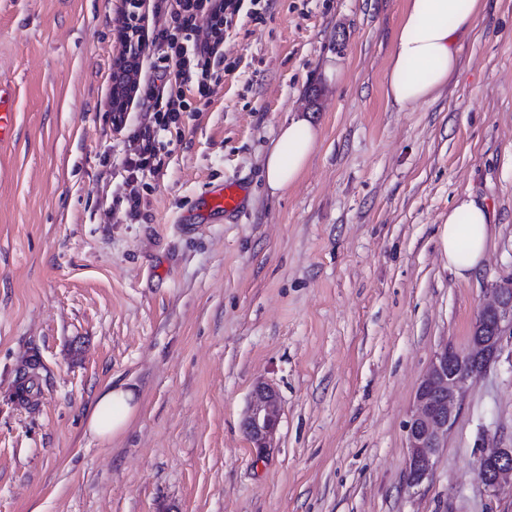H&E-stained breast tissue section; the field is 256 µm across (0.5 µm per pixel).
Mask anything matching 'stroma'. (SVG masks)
<instances>
[{
    "label": "stroma",
    "instance_id": "1",
    "mask_svg": "<svg viewBox=\"0 0 512 512\" xmlns=\"http://www.w3.org/2000/svg\"><path fill=\"white\" fill-rule=\"evenodd\" d=\"M405 0H273L235 19L237 67L159 132L141 215L112 207L127 135L112 127L124 0H0V512H512L485 448L512 447V344L466 386L446 448L409 487L407 424L442 346L465 349L487 288L512 278V0H484L435 100L385 82ZM340 60V80L325 64ZM311 162L271 194L265 155L292 115ZM238 222L184 223L211 180ZM486 206V256L448 269L457 197ZM267 382L281 418L244 429ZM135 385L123 435L86 431L105 383ZM17 113L14 110L10 86L7 82L0 84V146L10 144L16 132ZM243 185L234 181L213 185L206 192V205L210 211L224 219L238 220L242 213ZM280 416L279 395L269 383L258 382L252 391L249 409L243 421L253 448L259 452L269 447ZM476 474L481 484L495 491L507 476H512V448H485L477 459Z\"/></svg>",
    "mask_w": 512,
    "mask_h": 512
}]
</instances>
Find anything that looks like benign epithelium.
<instances>
[{
    "label": "benign epithelium",
    "instance_id": "7a95c632",
    "mask_svg": "<svg viewBox=\"0 0 512 512\" xmlns=\"http://www.w3.org/2000/svg\"><path fill=\"white\" fill-rule=\"evenodd\" d=\"M506 339L512 341V289L497 282L489 288V300L477 314L467 349L442 347L418 387L416 410L407 429L409 486H419L429 477L433 459L445 447L466 385L497 358ZM279 416L278 392L269 383H257L243 427L258 451L269 447ZM476 474L486 489L496 490L502 480L512 476V448L484 449L477 459Z\"/></svg>",
    "mask_w": 512,
    "mask_h": 512
}]
</instances>
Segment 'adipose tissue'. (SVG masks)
Returning <instances> with one entry per match:
<instances>
[{
  "label": "adipose tissue",
  "mask_w": 512,
  "mask_h": 512,
  "mask_svg": "<svg viewBox=\"0 0 512 512\" xmlns=\"http://www.w3.org/2000/svg\"><path fill=\"white\" fill-rule=\"evenodd\" d=\"M483 10L482 0H406L389 60L385 94L406 108L435 99L448 86L459 64L460 37ZM319 131L307 119L282 124L265 159L266 182L272 192L295 185L305 172ZM491 216L472 198L457 200L441 226L439 239L448 266L466 279L479 268L488 243ZM139 399L128 384H105L96 394L87 431L106 442L125 433L137 414Z\"/></svg>",
  "instance_id": "obj_1"
}]
</instances>
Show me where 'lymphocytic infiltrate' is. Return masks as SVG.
Here are the masks:
<instances>
[{"label":"lymphocytic infiltrate","instance_id":"1","mask_svg":"<svg viewBox=\"0 0 512 512\" xmlns=\"http://www.w3.org/2000/svg\"><path fill=\"white\" fill-rule=\"evenodd\" d=\"M270 5L271 0H165L169 18L149 33L140 24L138 0H130L124 29L136 39L141 56L152 59L156 80L145 90L154 101L151 112L128 130L129 149L123 160L127 177L113 200L124 207L129 220L140 216L146 177L159 171V132L180 127L183 114L191 109L189 90L202 98L211 94L214 66L233 69V62L219 54L229 24L242 13L262 22Z\"/></svg>","mask_w":512,"mask_h":512}]
</instances>
